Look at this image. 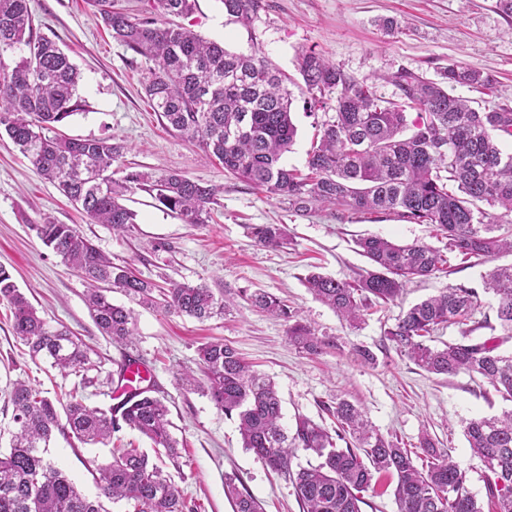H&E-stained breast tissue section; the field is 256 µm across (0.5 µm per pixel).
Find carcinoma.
Instances as JSON below:
<instances>
[{"label": "carcinoma", "mask_w": 512, "mask_h": 512, "mask_svg": "<svg viewBox=\"0 0 512 512\" xmlns=\"http://www.w3.org/2000/svg\"><path fill=\"white\" fill-rule=\"evenodd\" d=\"M112 39L144 61V92L168 126L197 143L233 177L262 189L269 198L285 196L296 213L333 205L356 213H398L415 224H432L448 240L442 250L423 242L400 245L378 235L357 241L371 269L355 282L311 271L303 284L312 297L351 326L371 305L395 302L406 284L439 273L451 274L473 258L493 261L512 254V107L474 108L455 94L459 87L494 88L495 78L462 63L450 64L433 80L400 68L392 75L399 99L386 100L373 87L344 74L315 52L298 59L310 107L331 110L321 137L307 153L306 171L283 164L295 142L288 76L266 57L231 53L168 17L188 16L195 0H153L154 12L141 18L93 0ZM224 13L248 25L265 0H221ZM79 73L58 44L33 32L29 0H0V132H5L33 169L96 223L123 234L135 214L123 200L136 189L150 192L186 224L211 218L220 188L177 172L155 173L123 163L125 146L110 137L67 138L57 132L85 110L78 96ZM417 111L410 118V111ZM497 207L492 213L485 206ZM42 243L87 284L85 303L102 335L128 346L136 330L134 310L113 303L106 291L165 314L200 322L223 315L230 299L207 282L162 288L116 264L74 224L49 219L32 225ZM251 234L265 248L287 242L282 224H254ZM484 289L497 299L496 316L512 336V263L492 267ZM251 306L288 322V340L310 355L334 343L318 336L280 299L265 291L247 297ZM0 301L7 302L12 329L31 359L78 382L49 398L30 383L9 384L14 430L0 451V512H110L105 503L125 502L132 512H196L181 490L147 453L119 444L112 461L98 468L97 495L89 497L48 457L54 433L82 444H109L128 427L172 462L179 442L172 436L169 410L152 386L107 409L86 403L97 384L88 348L67 326L51 325L0 266ZM478 293L457 287L402 312L384 336L400 354L428 374L461 372L485 378L503 400L512 402V354L500 351L497 336H470L488 327L473 320ZM461 327L459 340L428 345L440 329ZM202 378L190 370L178 384L196 388L217 409L238 421L243 447L289 481L302 512H362L365 493H377L375 475L396 477L398 512H481L467 488V470L420 441L428 457L418 467L399 441L379 434L365 412L348 401L327 408L335 419L328 430L307 417L293 434L282 426V405L274 382L251 369L235 348L215 339L198 348ZM464 435L485 468L488 496L497 512H512V410L498 417L465 422ZM345 447H338L337 442ZM313 452L317 465L293 466L297 449ZM234 512H263L261 503L236 478L224 482Z\"/></svg>", "instance_id": "obj_1"}]
</instances>
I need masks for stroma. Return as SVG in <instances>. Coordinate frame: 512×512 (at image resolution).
Returning <instances> with one entry per match:
<instances>
[{"mask_svg":"<svg viewBox=\"0 0 512 512\" xmlns=\"http://www.w3.org/2000/svg\"><path fill=\"white\" fill-rule=\"evenodd\" d=\"M29 6L35 33L55 40L80 73L78 93L86 108L69 118L63 134L114 137L127 145L124 161L130 166L177 171L222 188L212 221L198 225L183 223L147 192L135 191L126 205L135 211L136 222L117 235L76 210L34 172L7 136H0V266L11 272L42 317L68 326L91 348L92 359L101 364V384L87 390L89 404L113 405L114 386L108 378L125 357L145 362L169 407L171 432L182 445L172 478L197 512H233L224 494L228 473L237 474L264 512H300L291 483L243 448L236 421L224 416L208 396L176 380L180 370L195 367L200 344L219 338L274 380L286 430H294L301 417L333 427L328 405L348 400L366 412L379 433L398 439L410 451H417L422 435H429L467 469L470 492L481 508H488L483 466L472 456L463 426L473 418L500 415L512 403L479 376L427 374L384 338L402 309L458 286L478 289L474 318L495 323L497 301L482 290L487 264L474 262L450 275L409 283L398 303L371 309L358 327H350L307 292L302 280L311 267L354 281L368 267L356 245L360 237L380 235L399 244L418 241L439 248L445 247V238L432 225L411 223L395 213L375 216L319 207L296 215L287 198H268L235 179L197 145L166 127L144 94L146 71L140 57L113 40L88 0H30ZM384 18L397 19L402 33H386L378 25ZM181 23L229 51L265 56L293 79L302 52L320 53L386 99L398 94L389 77L399 68L434 79L441 68L459 61L491 73L496 85L485 95L460 87L458 96L512 106V18L497 11L495 0H267L265 10L247 27L225 14L221 0H196L192 14ZM324 118V113H310L303 95H296L293 120L298 134L284 157L287 166L304 169ZM47 217L77 225L113 262L156 283L205 280L238 302L224 317L205 322L137 309L133 344L113 345L88 312L81 279L33 232V225ZM252 224L285 225L288 246H258L248 232ZM257 290L287 301L318 335L333 340V347L318 356L296 349L283 321L242 301V294ZM356 347L369 348L375 364L356 361ZM20 378L51 395L75 383L48 363L30 360L13 333L7 304L0 302V434L14 428L6 390ZM51 458L92 496V471L111 454L108 447H88L59 434Z\"/></svg>","mask_w":512,"mask_h":512,"instance_id":"35a3bbf8","label":"stroma"}]
</instances>
